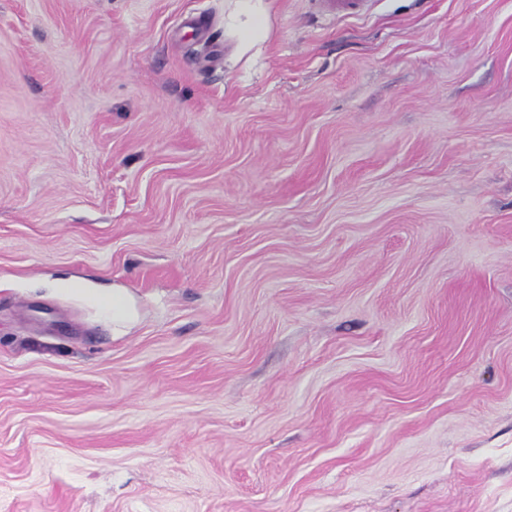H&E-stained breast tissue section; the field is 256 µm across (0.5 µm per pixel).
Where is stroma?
<instances>
[{
	"label": "stroma",
	"instance_id": "1",
	"mask_svg": "<svg viewBox=\"0 0 512 512\" xmlns=\"http://www.w3.org/2000/svg\"><path fill=\"white\" fill-rule=\"evenodd\" d=\"M0 512H512V0H0Z\"/></svg>",
	"mask_w": 512,
	"mask_h": 512
}]
</instances>
